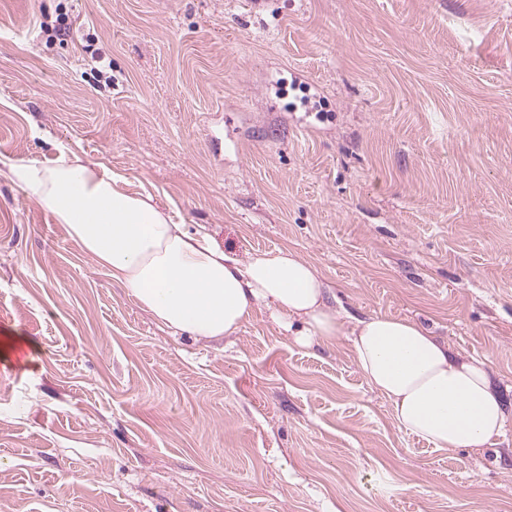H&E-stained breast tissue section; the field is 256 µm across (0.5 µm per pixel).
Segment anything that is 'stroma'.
Returning <instances> with one entry per match:
<instances>
[{
	"label": "stroma",
	"instance_id": "obj_1",
	"mask_svg": "<svg viewBox=\"0 0 512 512\" xmlns=\"http://www.w3.org/2000/svg\"><path fill=\"white\" fill-rule=\"evenodd\" d=\"M64 153L486 357L512 407V0H0V155ZM8 336L0 512H512V428L435 448L261 308L161 327L1 175Z\"/></svg>",
	"mask_w": 512,
	"mask_h": 512
}]
</instances>
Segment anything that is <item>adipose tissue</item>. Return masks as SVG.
<instances>
[{
  "label": "adipose tissue",
  "mask_w": 512,
  "mask_h": 512,
  "mask_svg": "<svg viewBox=\"0 0 512 512\" xmlns=\"http://www.w3.org/2000/svg\"><path fill=\"white\" fill-rule=\"evenodd\" d=\"M0 166L160 325L220 340L263 307L299 345L346 337L398 427L436 448H482L512 423L485 358L459 357L409 318L368 315L345 324L327 307L324 277L293 250L240 259L204 229L174 223L151 196L125 192L120 175L77 157Z\"/></svg>",
  "instance_id": "ef3b65f1"
}]
</instances>
